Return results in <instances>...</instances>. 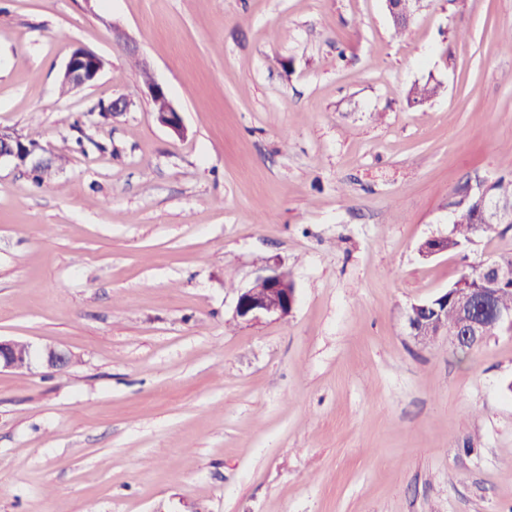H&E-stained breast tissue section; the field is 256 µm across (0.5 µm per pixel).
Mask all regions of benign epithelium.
Wrapping results in <instances>:
<instances>
[{"label":"benign epithelium","mask_w":512,"mask_h":512,"mask_svg":"<svg viewBox=\"0 0 512 512\" xmlns=\"http://www.w3.org/2000/svg\"><path fill=\"white\" fill-rule=\"evenodd\" d=\"M104 66L105 60L101 56L85 47H78L65 65L62 81L73 89L81 88L92 83ZM145 84L150 99L165 102L164 108L157 112L158 121L175 134L185 135L181 113L171 104L165 87L152 76L145 80ZM45 153L42 146L27 144L25 139L15 133L0 129V164L8 163L35 172L50 163ZM494 183L495 180L483 177L469 184V193L479 199L476 221L480 224H509L512 222V206L504 209L493 201L491 192ZM446 252V236L429 238L423 245L426 256ZM477 273L476 283L480 287L468 289L466 299L459 303L463 321L457 328L448 329L442 316L448 314V293L465 287L464 283L455 284L430 300L411 305L406 313V322L410 335L418 343L428 345L446 336L457 350L477 347L489 335L487 320L482 315L484 311L491 314L495 327L512 331V310L504 309L497 303L501 287L512 280V275H506L497 260L477 264ZM295 302V289L288 287V277L279 267H269L249 287L240 291L235 305V317L245 323H257L264 319L281 321L292 314ZM72 358L70 351L55 346H47L40 353L30 347L22 352L16 340L0 337V370H13L20 363L26 362L32 368L40 365L49 371L58 372L67 368Z\"/></svg>","instance_id":"benign-epithelium-1"}]
</instances>
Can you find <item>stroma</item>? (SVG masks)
<instances>
[{"label":"stroma","mask_w":512,"mask_h":512,"mask_svg":"<svg viewBox=\"0 0 512 512\" xmlns=\"http://www.w3.org/2000/svg\"><path fill=\"white\" fill-rule=\"evenodd\" d=\"M79 46L106 65L60 95ZM0 128L65 158L0 167V336L76 356L0 372V512H512V331L406 323L512 254L419 253L512 178V0H0ZM274 263L292 314L240 322ZM145 84L152 101L155 99H161L165 102L164 108L161 111L156 112L158 121L171 129L175 134L184 136L186 129L183 124L181 113L178 112L171 104L165 87L150 75V73L149 79L145 80Z\"/></svg>","instance_id":"1"}]
</instances>
